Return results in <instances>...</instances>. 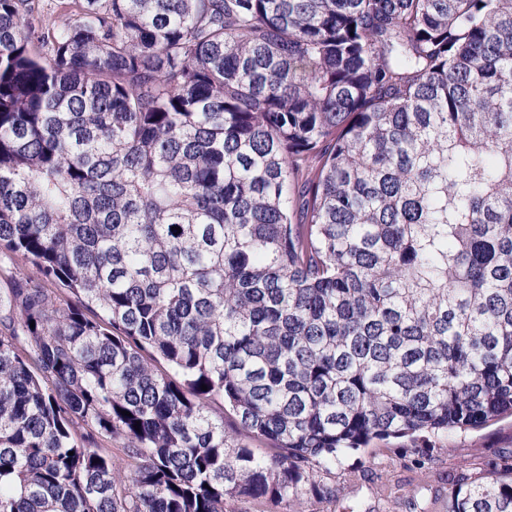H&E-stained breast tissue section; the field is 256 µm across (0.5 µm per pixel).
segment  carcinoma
Segmentation results:
<instances>
[{
	"label": "carcinoma",
	"mask_w": 512,
	"mask_h": 512,
	"mask_svg": "<svg viewBox=\"0 0 512 512\" xmlns=\"http://www.w3.org/2000/svg\"><path fill=\"white\" fill-rule=\"evenodd\" d=\"M60 4L0 0V512H296L512 416V0Z\"/></svg>",
	"instance_id": "carcinoma-1"
}]
</instances>
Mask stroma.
Returning a JSON list of instances; mask_svg holds the SVG:
<instances>
[{
  "mask_svg": "<svg viewBox=\"0 0 512 512\" xmlns=\"http://www.w3.org/2000/svg\"><path fill=\"white\" fill-rule=\"evenodd\" d=\"M512 466V417L469 434H450L431 448L377 443L345 455L323 483L335 502L304 495L301 512H448L452 480Z\"/></svg>",
  "mask_w": 512,
  "mask_h": 512,
  "instance_id": "stroma-1",
  "label": "stroma"
}]
</instances>
